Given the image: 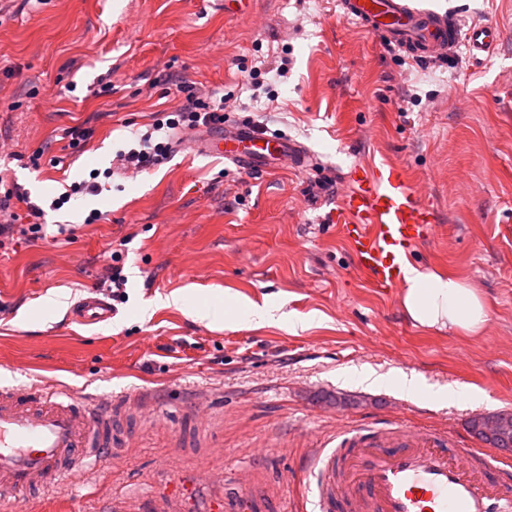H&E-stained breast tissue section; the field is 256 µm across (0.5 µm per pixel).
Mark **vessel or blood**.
Returning <instances> with one entry per match:
<instances>
[{"label":"vessel or blood","mask_w":512,"mask_h":512,"mask_svg":"<svg viewBox=\"0 0 512 512\" xmlns=\"http://www.w3.org/2000/svg\"><path fill=\"white\" fill-rule=\"evenodd\" d=\"M336 12L377 34L414 60H444L466 49L492 53L497 26L462 28L457 14L429 0H336ZM197 152L231 161L247 171L303 168L314 156L304 144L268 136L252 122H238L203 136ZM352 185L332 214L358 270L382 293L400 288L417 245L438 222L407 172L391 162L356 165ZM73 320L107 322L112 305L98 297L78 301ZM124 400H71L43 386H0V497L63 487L80 479L115 446L113 419ZM335 448L306 458L301 468L313 483L316 512H512V467L500 457L451 440L447 432L384 427L339 435ZM254 467H245L240 493L225 499L224 512H260L251 496Z\"/></svg>","instance_id":"1"}]
</instances>
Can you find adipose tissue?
Masks as SVG:
<instances>
[{
    "label": "adipose tissue",
    "mask_w": 512,
    "mask_h": 512,
    "mask_svg": "<svg viewBox=\"0 0 512 512\" xmlns=\"http://www.w3.org/2000/svg\"><path fill=\"white\" fill-rule=\"evenodd\" d=\"M401 304L422 329L477 336L489 322L486 301L466 281L415 265L407 271Z\"/></svg>",
    "instance_id": "obj_1"
}]
</instances>
